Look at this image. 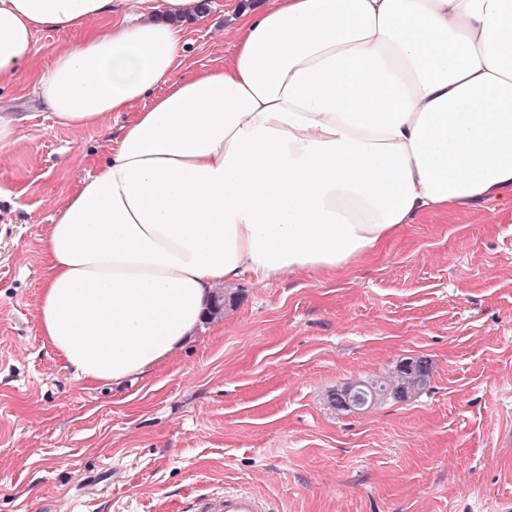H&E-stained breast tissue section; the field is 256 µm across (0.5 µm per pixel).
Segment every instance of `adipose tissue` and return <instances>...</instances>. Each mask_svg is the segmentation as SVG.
Masks as SVG:
<instances>
[{
  "label": "adipose tissue",
  "instance_id": "ef3b65f1",
  "mask_svg": "<svg viewBox=\"0 0 512 512\" xmlns=\"http://www.w3.org/2000/svg\"><path fill=\"white\" fill-rule=\"evenodd\" d=\"M120 2L0 0V80L63 126L130 115L42 240L40 334L86 384L168 362L244 274L333 275L421 215L512 209V0H265L186 75L202 0ZM46 29L83 38L44 70Z\"/></svg>",
  "mask_w": 512,
  "mask_h": 512
}]
</instances>
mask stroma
<instances>
[{
  "mask_svg": "<svg viewBox=\"0 0 512 512\" xmlns=\"http://www.w3.org/2000/svg\"><path fill=\"white\" fill-rule=\"evenodd\" d=\"M237 6L185 21L186 69L230 56ZM0 118V512H185L224 487L273 512L512 507V210L426 214L336 275L242 277L171 363L89 386L42 344L41 237L127 115L60 126L13 80ZM417 357L433 372L415 397L329 406Z\"/></svg>",
  "mask_w": 512,
  "mask_h": 512,
  "instance_id": "obj_1",
  "label": "stroma"
}]
</instances>
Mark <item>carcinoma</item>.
Listing matches in <instances>:
<instances>
[{"mask_svg":"<svg viewBox=\"0 0 512 512\" xmlns=\"http://www.w3.org/2000/svg\"><path fill=\"white\" fill-rule=\"evenodd\" d=\"M432 373V364L426 358L410 359L400 363L385 376L359 382L362 396L368 401L366 408H373L387 400H404L424 389ZM330 405L338 412L354 409V399L344 389L329 397Z\"/></svg>","mask_w":512,"mask_h":512,"instance_id":"carcinoma-1","label":"carcinoma"}]
</instances>
